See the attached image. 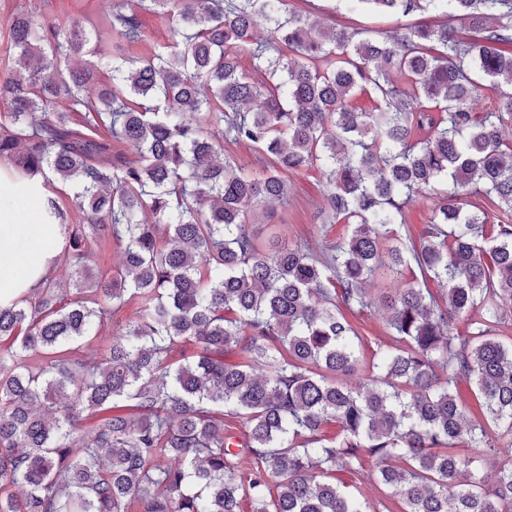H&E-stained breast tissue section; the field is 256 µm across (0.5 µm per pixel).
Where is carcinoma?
Returning <instances> with one entry per match:
<instances>
[{"label":"carcinoma","instance_id":"carcinoma-1","mask_svg":"<svg viewBox=\"0 0 512 512\" xmlns=\"http://www.w3.org/2000/svg\"><path fill=\"white\" fill-rule=\"evenodd\" d=\"M128 2L84 27L11 19L26 77L0 82V162L42 197L62 240L50 264L74 268L77 298L61 305L49 275L0 300V512H373L335 482L368 460L405 512H512V224L467 209L475 194L512 215V93L482 119L470 105L512 87V0H337L470 23L386 38L326 31L288 0H150L175 27L149 56L113 52L147 40ZM358 91L374 109L350 106ZM226 141L268 165L248 170ZM310 167L354 225L315 258L249 231ZM60 184L74 190L65 203ZM432 194L441 204L408 246L397 226ZM109 240L120 266L90 268ZM411 263L420 278L385 296L389 342L367 358L342 309L370 306L366 283ZM131 298L135 318L99 344ZM184 343L196 352L173 358ZM359 371L367 382L347 388ZM461 381L482 420H467ZM226 416L243 431L235 447Z\"/></svg>","mask_w":512,"mask_h":512}]
</instances>
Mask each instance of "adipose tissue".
<instances>
[{"label": "adipose tissue", "mask_w": 512, "mask_h": 512, "mask_svg": "<svg viewBox=\"0 0 512 512\" xmlns=\"http://www.w3.org/2000/svg\"><path fill=\"white\" fill-rule=\"evenodd\" d=\"M21 195L12 182H0V298L17 296L45 274L50 256L48 237L17 221Z\"/></svg>", "instance_id": "adipose-tissue-1"}]
</instances>
